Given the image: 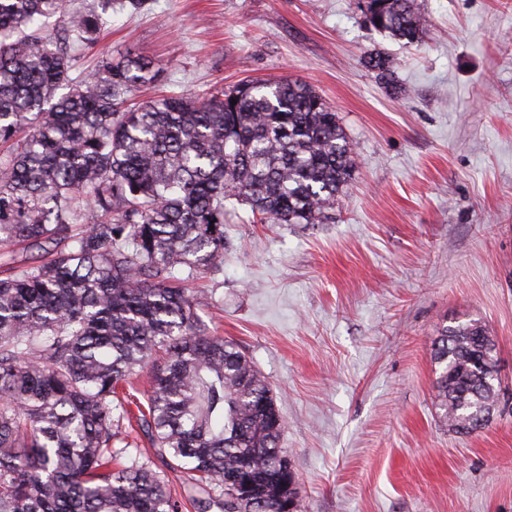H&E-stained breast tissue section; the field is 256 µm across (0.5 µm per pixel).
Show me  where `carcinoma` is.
I'll use <instances>...</instances> for the list:
<instances>
[{
    "label": "carcinoma",
    "instance_id": "1",
    "mask_svg": "<svg viewBox=\"0 0 512 512\" xmlns=\"http://www.w3.org/2000/svg\"><path fill=\"white\" fill-rule=\"evenodd\" d=\"M66 0H0V512H180L165 476L115 448L113 403L153 366L151 444L208 487L200 512H271L285 484L277 396L236 344L209 333L186 283L224 264V201L261 223L324 224L355 152L316 89L282 78L127 105L160 68L130 51L72 78L75 41L103 18L78 12L62 34L39 21ZM371 26L419 43L414 0H364ZM236 103H231V100ZM470 321L431 345L440 417L483 429L500 397Z\"/></svg>",
    "mask_w": 512,
    "mask_h": 512
}]
</instances>
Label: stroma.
<instances>
[{
  "instance_id": "obj_1",
  "label": "stroma",
  "mask_w": 512,
  "mask_h": 512,
  "mask_svg": "<svg viewBox=\"0 0 512 512\" xmlns=\"http://www.w3.org/2000/svg\"><path fill=\"white\" fill-rule=\"evenodd\" d=\"M416 3L427 35L406 47L357 0H113L76 65L130 50L163 92L289 77L335 107L355 166L333 222L228 204L224 271L191 284L276 394L307 512H512V0ZM470 320L495 339L503 391L463 436L435 407L431 344ZM120 437L196 512L205 485L141 427Z\"/></svg>"
}]
</instances>
